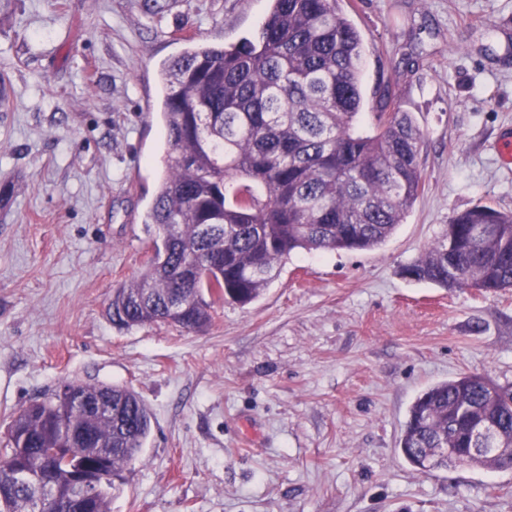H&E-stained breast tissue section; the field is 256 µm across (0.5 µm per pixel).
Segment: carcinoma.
<instances>
[{
	"instance_id": "cac0c4a2",
	"label": "carcinoma",
	"mask_w": 512,
	"mask_h": 512,
	"mask_svg": "<svg viewBox=\"0 0 512 512\" xmlns=\"http://www.w3.org/2000/svg\"><path fill=\"white\" fill-rule=\"evenodd\" d=\"M257 32L230 46L192 43L162 65L166 169L144 223L156 228L153 258L112 292V323L210 325L216 305L256 300L298 251L359 252L385 244L423 187V133L399 105L364 121L362 35L342 0H268ZM209 264L189 279L186 268ZM404 275L442 288L498 293L512 288V213L485 204L454 214ZM112 394V412L75 411ZM89 429L81 460L108 476L95 512H111L110 489L151 432L152 415L134 390L63 382L19 409L0 451V512H30L39 491L19 481L44 472L53 494L42 512H76L68 431ZM495 430L485 446L476 435ZM421 473L457 467L440 448H476L467 466L512 470V386L464 373L425 390L398 440Z\"/></svg>"
}]
</instances>
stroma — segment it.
I'll list each match as a JSON object with an SVG mask.
<instances>
[{"mask_svg": "<svg viewBox=\"0 0 512 512\" xmlns=\"http://www.w3.org/2000/svg\"><path fill=\"white\" fill-rule=\"evenodd\" d=\"M366 110L390 85L423 133V190L382 247L294 253L206 332L114 326L152 253L166 141L158 70L251 37L268 0H0V447L22 406L79 380L126 386L152 429L112 512H512V473H417L415 399L477 372L512 384V290L402 274L450 217L512 212V0H344Z\"/></svg>", "mask_w": 512, "mask_h": 512, "instance_id": "35a3bbf8", "label": "stroma"}]
</instances>
